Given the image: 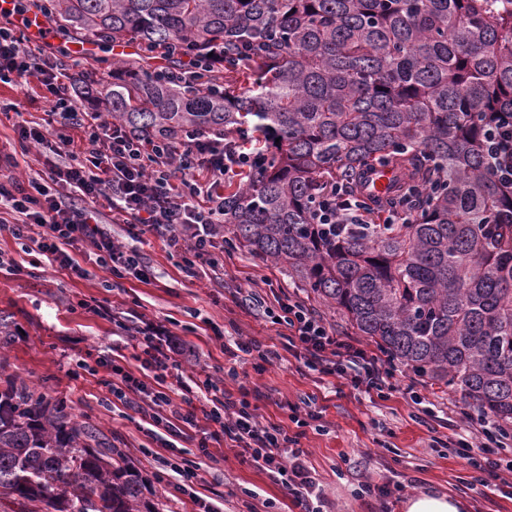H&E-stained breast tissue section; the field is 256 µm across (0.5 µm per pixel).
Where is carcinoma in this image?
Listing matches in <instances>:
<instances>
[{"instance_id":"obj_1","label":"carcinoma","mask_w":512,"mask_h":512,"mask_svg":"<svg viewBox=\"0 0 512 512\" xmlns=\"http://www.w3.org/2000/svg\"><path fill=\"white\" fill-rule=\"evenodd\" d=\"M68 38L136 45L79 71L86 102L147 142L255 132L224 229L377 350L512 433V186L483 149L512 113V0H40ZM222 62L187 86V59ZM241 77L248 90L232 79ZM280 142H275V139ZM394 178L364 194L374 169ZM359 216L315 221L328 183ZM409 209L411 224H386ZM63 400L0 389V499L23 512H152L141 473Z\"/></svg>"}]
</instances>
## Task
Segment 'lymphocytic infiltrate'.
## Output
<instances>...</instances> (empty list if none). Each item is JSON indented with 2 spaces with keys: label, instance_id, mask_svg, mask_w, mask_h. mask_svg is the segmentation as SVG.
<instances>
[{
  "label": "lymphocytic infiltrate",
  "instance_id": "obj_1",
  "mask_svg": "<svg viewBox=\"0 0 512 512\" xmlns=\"http://www.w3.org/2000/svg\"><path fill=\"white\" fill-rule=\"evenodd\" d=\"M13 3L12 9L0 11V82L33 79L45 91L50 104L47 124H20L14 133L20 144L48 149L50 155L27 186L13 179L0 181V229L25 240L27 252L44 256L69 273L83 275L80 248L88 244L113 277L132 272L150 280L153 271L141 255L117 244L110 232L94 223L88 206L103 200L133 236L165 238L180 252L186 276H195L200 265L223 270L228 242L221 228L224 179L258 164V156L247 152L239 137L228 141L221 135L189 133L169 144L145 142L121 123L84 111L65 66L27 46L16 24L25 13L22 0ZM484 149L495 176L512 183L511 113L490 130ZM264 313L287 325L288 345L307 365L349 380L353 389L367 394L385 398L397 392L390 370L377 357L330 335L323 320L301 303L284 297ZM135 333L146 363L155 369L167 370L170 362L191 353L165 325L149 322ZM112 374L120 381L112 394L125 405L155 408L153 422L177 435L200 429V449L220 440L243 449L302 508H309L319 480L306 465L297 436L264 422L258 406L248 399V389H241L239 398L228 395L220 404L199 411L175 404L164 389H148L124 366L113 365ZM481 434L475 443L452 436L448 445L484 482L495 477L492 457L506 448L507 439L487 428Z\"/></svg>",
  "mask_w": 512,
  "mask_h": 512
}]
</instances>
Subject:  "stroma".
<instances>
[{
  "label": "stroma",
  "mask_w": 512,
  "mask_h": 512,
  "mask_svg": "<svg viewBox=\"0 0 512 512\" xmlns=\"http://www.w3.org/2000/svg\"><path fill=\"white\" fill-rule=\"evenodd\" d=\"M0 101L14 106L13 111L0 112V156L26 157V165L13 171L23 182L30 171L41 170L42 159L36 149H22L13 127L45 118L49 104L12 85H0ZM94 211L116 242L151 263L152 281L129 275L114 288L111 274L97 263L93 251H86L81 260L86 274L78 277L25 253L10 235L0 236V256L8 261L0 268V315L8 317L12 330L10 344L0 350V379L22 380L35 393L63 398L99 442L119 448L148 479L146 496L155 512H203L207 504L218 512L300 510L241 449L214 443L204 453L186 435L174 443L199 465L202 480L187 489L177 487L163 463L169 450L146 432L148 417L112 395L113 364L125 366L145 382L153 380V370L143 369L137 359V341L126 333L147 319L164 322L194 349L193 356L179 359L166 372L172 399H180L182 384L209 378L222 390L236 391L241 382L256 388L260 414L287 430L293 426V410L319 413V428H307L300 448L323 490V512H403L407 495L424 488L465 499L469 512H512V488L495 481L464 484L472 472L467 459L440 445L455 432L479 435L476 412L458 397L396 363L390 371L399 394L369 399L346 380L308 367L287 350L285 325L241 305L243 290L269 305L276 298L292 297L323 319L330 331L375 354V347L342 315L329 312L284 269L238 250L225 256L223 279H215L206 267L191 278L180 269V254L161 238H130L125 225L113 223L109 209L98 205ZM241 338L276 346L279 359L259 373L253 356L230 358L225 347ZM83 359L94 365V372L80 367ZM231 368L237 380L226 379ZM406 389L415 392V399L403 397ZM365 476L381 486L404 484L405 490L383 499L356 497Z\"/></svg>",
  "instance_id": "35a3bbf8"
}]
</instances>
